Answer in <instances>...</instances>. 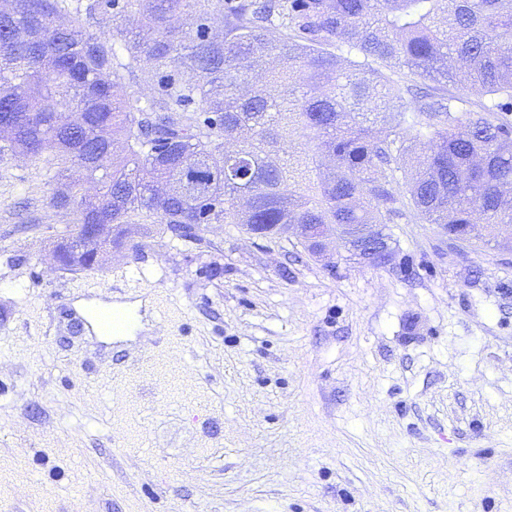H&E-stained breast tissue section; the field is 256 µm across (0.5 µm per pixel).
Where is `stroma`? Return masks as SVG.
<instances>
[{"instance_id": "obj_1", "label": "stroma", "mask_w": 512, "mask_h": 512, "mask_svg": "<svg viewBox=\"0 0 512 512\" xmlns=\"http://www.w3.org/2000/svg\"><path fill=\"white\" fill-rule=\"evenodd\" d=\"M0 155V512H512V249L406 217L393 266L206 224L107 264ZM137 307L133 338L81 309Z\"/></svg>"}]
</instances>
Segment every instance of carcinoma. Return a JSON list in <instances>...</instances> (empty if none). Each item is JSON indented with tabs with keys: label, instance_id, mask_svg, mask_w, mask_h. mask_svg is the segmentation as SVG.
I'll use <instances>...</instances> for the list:
<instances>
[{
	"label": "carcinoma",
	"instance_id": "carcinoma-1",
	"mask_svg": "<svg viewBox=\"0 0 512 512\" xmlns=\"http://www.w3.org/2000/svg\"><path fill=\"white\" fill-rule=\"evenodd\" d=\"M143 63L141 107L121 72ZM6 151L82 171L51 197L75 269L151 224H358L393 250L403 206L487 247L512 224V0H0Z\"/></svg>",
	"mask_w": 512,
	"mask_h": 512
}]
</instances>
